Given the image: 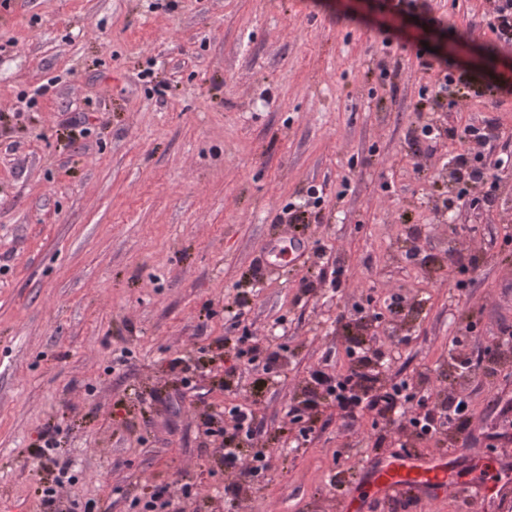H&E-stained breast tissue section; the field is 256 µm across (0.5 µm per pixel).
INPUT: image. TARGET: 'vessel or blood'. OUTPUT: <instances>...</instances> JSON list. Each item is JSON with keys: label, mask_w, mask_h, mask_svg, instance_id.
<instances>
[{"label": "vessel or blood", "mask_w": 512, "mask_h": 512, "mask_svg": "<svg viewBox=\"0 0 512 512\" xmlns=\"http://www.w3.org/2000/svg\"><path fill=\"white\" fill-rule=\"evenodd\" d=\"M450 481L455 482L460 491L475 498H490L499 492L498 485L490 475L473 469L454 470L442 456L418 463L412 456L405 454L400 461L377 466L371 474V485L377 497L382 500L400 497L411 490L436 492Z\"/></svg>", "instance_id": "obj_1"}]
</instances>
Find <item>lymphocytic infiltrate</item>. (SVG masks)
Wrapping results in <instances>:
<instances>
[{
  "instance_id": "1",
  "label": "lymphocytic infiltrate",
  "mask_w": 512,
  "mask_h": 512,
  "mask_svg": "<svg viewBox=\"0 0 512 512\" xmlns=\"http://www.w3.org/2000/svg\"><path fill=\"white\" fill-rule=\"evenodd\" d=\"M497 126L495 119H484L482 125L472 124L461 128L443 127L434 123L424 124L414 144L421 153L434 150L441 138L465 143L464 152L451 160L452 174L457 185L456 198L459 205L476 206L491 201L495 193L488 190L490 166L482 153L472 152V145H485L488 130ZM346 350L352 359L347 374H332L322 367L309 372V396L300 405L292 407L289 414L293 422L299 423L300 436H307L302 427L303 419L311 417L322 399H332L338 416L346 428L357 426L364 415L389 424L398 425L413 439H433L444 442L447 437L465 433L470 425V402L466 397L451 393L432 395L430 390L409 392L406 381L386 379L383 369L388 362L383 343L367 340L361 336L346 339ZM512 349V326L499 329L497 339L488 346L483 359H473L461 343H454L448 351L451 366L460 374L468 375L480 369L483 360H495L502 352ZM223 426L209 429V436L220 439L224 449L222 462L226 473L233 475L238 485L250 484L268 463L263 454L244 459L240 453L243 440L251 439L255 428V411L252 406L235 404L224 410Z\"/></svg>"
}]
</instances>
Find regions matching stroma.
Listing matches in <instances>:
<instances>
[{
    "instance_id": "stroma-1",
    "label": "stroma",
    "mask_w": 512,
    "mask_h": 512,
    "mask_svg": "<svg viewBox=\"0 0 512 512\" xmlns=\"http://www.w3.org/2000/svg\"><path fill=\"white\" fill-rule=\"evenodd\" d=\"M494 7L0 0V512H42L48 427L72 475L61 512H143L159 492L155 512H341L369 491L365 463L397 451L394 427L345 429L326 401L301 441L288 410L310 367L347 368L351 332L389 342L398 379L471 401L469 430L418 454L512 462V412L490 406L512 399V351L490 376L448 364L455 339L476 355L512 324V165H496L512 155V43ZM433 29L463 78L455 107L425 95ZM490 114L496 202L443 217L461 146L418 156L415 132ZM312 186L322 221L277 223ZM464 246L479 263L460 289L448 254ZM338 267L340 291L302 295ZM245 331L279 354L275 382L235 359ZM236 403L257 414L244 457L269 467L235 496L203 422Z\"/></svg>"
}]
</instances>
